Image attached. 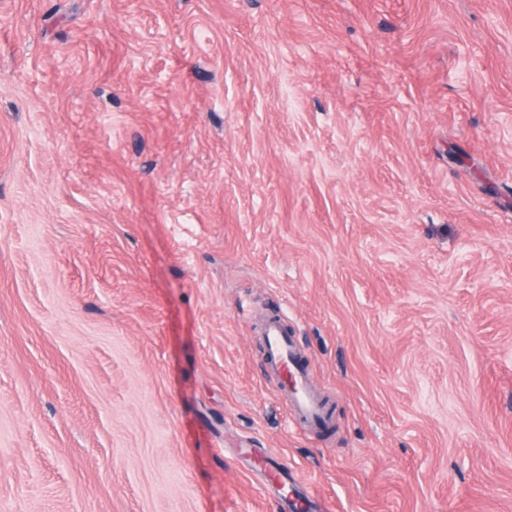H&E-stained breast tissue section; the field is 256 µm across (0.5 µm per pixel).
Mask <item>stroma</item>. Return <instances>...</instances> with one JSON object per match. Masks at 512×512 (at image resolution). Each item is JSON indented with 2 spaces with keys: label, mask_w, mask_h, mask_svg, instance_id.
<instances>
[{
  "label": "stroma",
  "mask_w": 512,
  "mask_h": 512,
  "mask_svg": "<svg viewBox=\"0 0 512 512\" xmlns=\"http://www.w3.org/2000/svg\"><path fill=\"white\" fill-rule=\"evenodd\" d=\"M246 448L512 512V0H0V512H273ZM267 372L284 398L287 410L303 429L324 428L328 423L322 401L308 387V369L297 359L293 343L279 321L262 330Z\"/></svg>",
  "instance_id": "obj_1"
}]
</instances>
